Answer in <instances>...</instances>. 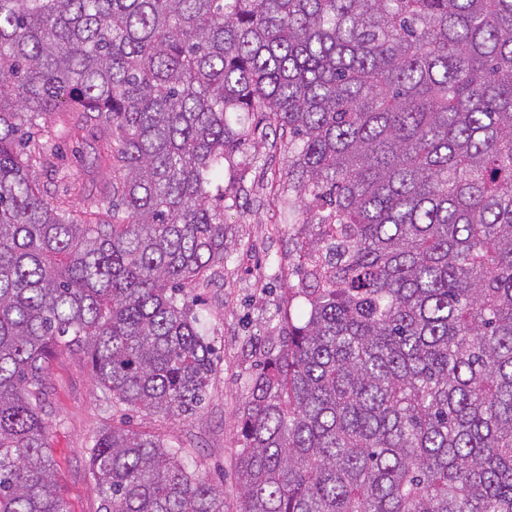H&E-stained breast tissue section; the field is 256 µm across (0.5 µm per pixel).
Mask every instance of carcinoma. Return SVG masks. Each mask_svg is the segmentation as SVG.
<instances>
[{
	"label": "carcinoma",
	"instance_id": "1",
	"mask_svg": "<svg viewBox=\"0 0 512 512\" xmlns=\"http://www.w3.org/2000/svg\"><path fill=\"white\" fill-rule=\"evenodd\" d=\"M288 138L306 319L251 379L238 512H512V0H0V512H68L54 355L112 403L193 413L184 288L224 262L214 174ZM118 171L83 219L50 118ZM154 435L99 431L101 512H224Z\"/></svg>",
	"mask_w": 512,
	"mask_h": 512
}]
</instances>
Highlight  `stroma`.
Instances as JSON below:
<instances>
[{"label": "stroma", "mask_w": 512, "mask_h": 512, "mask_svg": "<svg viewBox=\"0 0 512 512\" xmlns=\"http://www.w3.org/2000/svg\"><path fill=\"white\" fill-rule=\"evenodd\" d=\"M231 122L246 137L216 179L224 187V262L215 266L208 283L191 291L215 349L205 402L195 414L175 418L129 411L104 399L81 351L56 355L48 378L49 438L58 489L70 512H99L88 459L94 436L110 426L150 433L180 448L190 469L223 488L224 512L238 508V416L250 380L266 354L278 350L285 304L298 314L308 307L303 299H289L287 292L296 279L288 259V227L300 220L286 178L288 152L253 138L260 114L235 112ZM59 134L61 160L66 167L85 170L88 193L112 181L106 146L94 131L79 124L60 128Z\"/></svg>", "instance_id": "obj_1"}]
</instances>
